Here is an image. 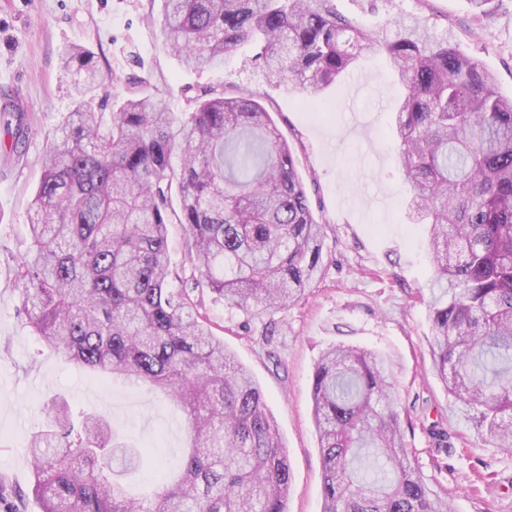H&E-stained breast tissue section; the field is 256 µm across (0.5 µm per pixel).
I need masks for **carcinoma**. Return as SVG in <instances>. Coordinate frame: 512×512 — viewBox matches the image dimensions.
I'll list each match as a JSON object with an SVG mask.
<instances>
[{
	"mask_svg": "<svg viewBox=\"0 0 512 512\" xmlns=\"http://www.w3.org/2000/svg\"><path fill=\"white\" fill-rule=\"evenodd\" d=\"M166 44L188 69L248 44L268 79L323 105L362 52L388 60L404 94L389 130L415 224L430 225L433 374L478 435L512 448V97L426 20L381 39L334 0H163ZM75 106L57 128L13 268L20 315L36 339L103 380L149 385L184 411L179 479L131 496L144 450L65 402L27 438L41 512H288L286 446L265 396L212 332L192 293L275 330L322 270V224L297 160L253 93L209 86L165 98L129 82L119 109L97 111L94 53L61 55ZM12 146L25 115L3 109ZM179 163L173 164V156ZM169 224H181L197 272L172 286ZM391 369L376 352L327 349L312 377L322 512H450L410 461Z\"/></svg>",
	"mask_w": 512,
	"mask_h": 512,
	"instance_id": "cac0c4a2",
	"label": "carcinoma"
}]
</instances>
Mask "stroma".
Masks as SVG:
<instances>
[{"label": "stroma", "mask_w": 512, "mask_h": 512, "mask_svg": "<svg viewBox=\"0 0 512 512\" xmlns=\"http://www.w3.org/2000/svg\"><path fill=\"white\" fill-rule=\"evenodd\" d=\"M337 9L380 35L411 17L428 20L496 78L512 96V0H488L474 15L467 0H336ZM162 0H0V93L17 94L31 127L22 154L0 148V512H40L25 441L45 419V402L65 396L73 410L111 420L117 432L152 449L134 496L149 493L162 466L176 465L188 443L183 413L160 395L123 381H101L39 345L17 314L10 268L27 239L28 209L45 147L73 109L59 58L70 46L92 49L106 82L93 103L136 77L159 89L174 115L184 87L221 85L256 94L299 159V173L323 226L322 275L310 294L276 314L274 335L211 292L200 311L236 361L261 387L287 447L288 512H321L322 462L311 382L327 348L344 343L382 353L398 394L406 445L427 481L447 489L453 512H512V448L478 439L431 368L428 301L433 270L428 227L412 223L403 180L387 137L400 90L390 67L366 55L330 87L327 111L302 94L266 82L250 46L210 72L185 69L163 46ZM448 432L449 453L433 447L429 424Z\"/></svg>", "instance_id": "35a3bbf8"}]
</instances>
